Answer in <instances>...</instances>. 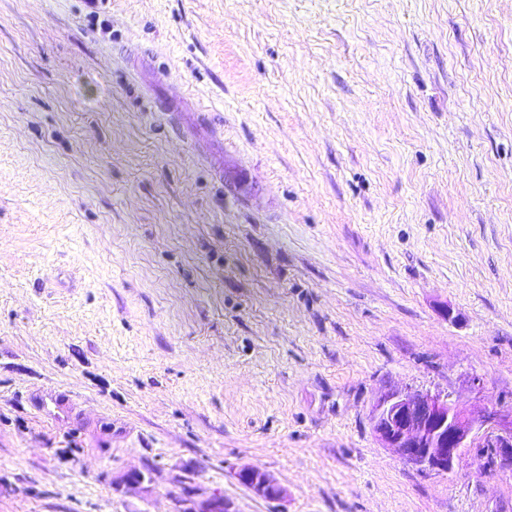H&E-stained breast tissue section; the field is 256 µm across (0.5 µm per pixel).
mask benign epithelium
Wrapping results in <instances>:
<instances>
[{
    "mask_svg": "<svg viewBox=\"0 0 512 512\" xmlns=\"http://www.w3.org/2000/svg\"><path fill=\"white\" fill-rule=\"evenodd\" d=\"M370 423L381 447L419 470L456 474L466 451L485 448L498 468L512 472V411L500 406L471 412L449 393L406 387L380 394ZM238 477L259 496L283 498L284 489L262 470L244 467ZM197 495L194 488L177 499L175 512H235L219 494L200 501Z\"/></svg>",
    "mask_w": 512,
    "mask_h": 512,
    "instance_id": "1",
    "label": "benign epithelium"
}]
</instances>
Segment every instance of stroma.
I'll return each instance as SVG.
<instances>
[{
    "label": "stroma",
    "instance_id": "35a3bbf8",
    "mask_svg": "<svg viewBox=\"0 0 512 512\" xmlns=\"http://www.w3.org/2000/svg\"><path fill=\"white\" fill-rule=\"evenodd\" d=\"M397 387L512 410V0H0V512H512ZM370 423L382 448L419 470L457 474L467 450L485 448L512 472V411L500 406L471 412L449 393L406 387L380 394ZM238 477L259 496L273 500L283 498L284 489L274 478L262 470L244 467L239 470ZM198 489L189 490L187 494L176 500L175 512H236L232 503L219 494H214L197 501Z\"/></svg>",
    "mask_w": 512,
    "mask_h": 512
}]
</instances>
